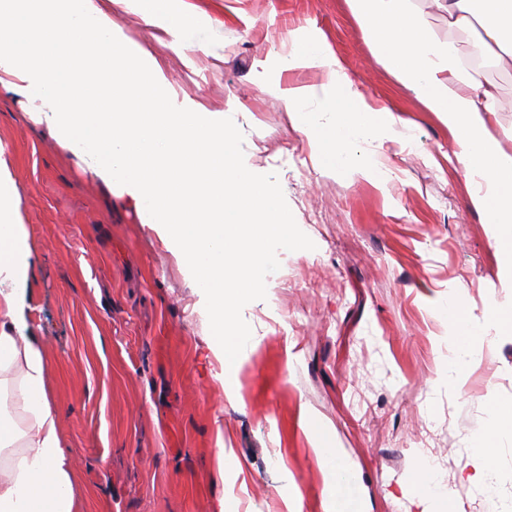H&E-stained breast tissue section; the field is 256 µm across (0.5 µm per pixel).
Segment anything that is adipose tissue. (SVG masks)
<instances>
[{"label": "adipose tissue", "mask_w": 512, "mask_h": 512, "mask_svg": "<svg viewBox=\"0 0 512 512\" xmlns=\"http://www.w3.org/2000/svg\"><path fill=\"white\" fill-rule=\"evenodd\" d=\"M431 2L449 29L474 33L478 56L502 69L512 66V0ZM346 3L375 59L450 128L454 156L471 185L470 203L490 224L503 264L512 267V150L489 129L500 100L480 72L462 68L454 42L430 31L413 0ZM296 68L326 70L332 94L317 101L309 86H282L283 72ZM261 89L280 94L322 170L387 179L375 157L357 160L351 147L368 144L376 156L386 143L404 141L405 123L389 108L368 103L317 32H289L288 52L265 64ZM312 100L317 106L311 110ZM28 256L17 190L0 166V512H75L72 465L45 392L44 344L27 334L21 313ZM301 420L315 437L319 459L336 475L328 490L331 512H357L353 481L326 432L309 410H302Z\"/></svg>", "instance_id": "1"}]
</instances>
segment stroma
I'll use <instances>...</instances> for the list:
<instances>
[{
    "label": "stroma",
    "instance_id": "1",
    "mask_svg": "<svg viewBox=\"0 0 512 512\" xmlns=\"http://www.w3.org/2000/svg\"><path fill=\"white\" fill-rule=\"evenodd\" d=\"M219 42L175 51L134 11L113 9L124 40L157 58L177 98L226 110L237 97L247 168L276 175L315 250L283 253L265 299L242 316L255 340L234 374L208 346L180 260L47 125L0 71V159L29 240L24 318L45 345V388L76 465V512H325L329 472L302 428L308 407L335 443L364 512H512V440L495 439L493 488L465 482L472 442L512 406V325L456 383L448 342L488 304L512 313V278L469 202L448 127L371 54L345 0H179ZM325 37L369 102L409 128L386 144L385 184L318 170L308 139L262 65L289 30ZM512 149V69L485 73ZM462 311H441L448 295ZM433 475L440 496L414 500Z\"/></svg>",
    "mask_w": 512,
    "mask_h": 512
}]
</instances>
